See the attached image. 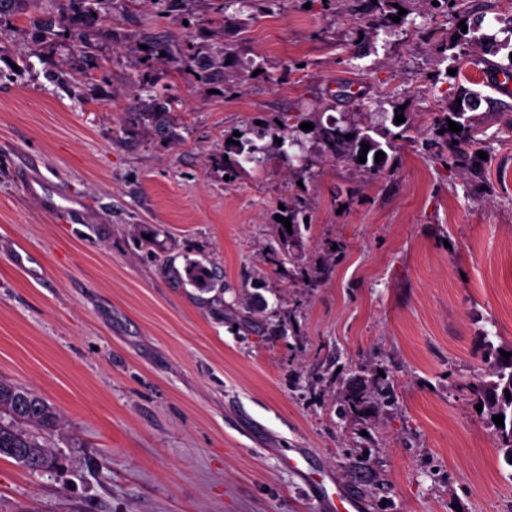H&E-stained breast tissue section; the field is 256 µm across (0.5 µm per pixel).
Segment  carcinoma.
<instances>
[{
  "instance_id": "carcinoma-1",
  "label": "carcinoma",
  "mask_w": 512,
  "mask_h": 512,
  "mask_svg": "<svg viewBox=\"0 0 512 512\" xmlns=\"http://www.w3.org/2000/svg\"><path fill=\"white\" fill-rule=\"evenodd\" d=\"M58 3L56 14L52 17L34 16L30 20L33 35L47 39L56 35V29L69 33L72 51L78 57L77 73L101 84L108 77L100 59L95 53L96 44L112 34L110 24L106 23L104 14L112 7V0H54ZM353 9L356 20L363 24L385 26L387 14L385 7L391 0H354ZM467 34L458 32L457 40L448 44L450 57L460 63L456 72L468 64ZM224 52L219 56H190L182 61L189 67L197 81L211 84L222 81L224 76ZM477 94L467 90L457 99H452L448 106L432 118L428 136L421 141V147L428 152L448 151V166L461 169L478 179L480 186L487 185L482 179L485 160L479 158L480 151L478 128L471 122L467 112L474 110ZM139 118L147 119L153 128L154 135L160 141L167 142L175 138V128L167 111L162 95L152 96L148 103V111L138 113ZM462 126L458 133L449 130L448 121ZM397 131L376 138V131L369 126L354 124L343 130L330 123L318 128V139L323 150L332 158L345 159L352 164L375 174L391 167L396 161V142L410 137L409 121L393 123ZM351 139H345L346 135ZM269 135L281 140L277 146L278 154L293 160L289 148L296 145V140L284 126L269 129ZM369 146L363 152L361 144ZM384 153V159L377 162V152ZM366 154V162H359L358 156ZM224 154L228 160L220 161L224 174L234 178L237 169L249 163L260 167L266 163V153L247 138H238V144L225 146ZM285 217L291 220V229L281 227L282 236L288 243L302 239L301 228L312 223V217L306 209L304 201L298 195L288 197L283 202ZM493 379L472 387V392L483 401L489 416L501 415L505 424L498 427L501 437V448L506 456H512V356L498 359L493 364ZM60 427V414L55 406L41 394L24 386L0 381V457L10 458L20 466L29 470H45L54 467L55 457L46 443V436L56 432Z\"/></svg>"
}]
</instances>
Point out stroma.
<instances>
[{"mask_svg":"<svg viewBox=\"0 0 512 512\" xmlns=\"http://www.w3.org/2000/svg\"><path fill=\"white\" fill-rule=\"evenodd\" d=\"M397 3L388 36L349 0H113L101 91L51 80L67 39L0 17V380L63 420L55 469L0 459V512H321L286 464L302 457L367 512H512V464L470 390L512 350V94L490 67L512 61V0L436 18ZM466 16L484 19L465 72L489 191L419 142L457 90L444 46ZM153 38L169 55L143 59ZM216 47L214 94L179 60ZM144 67L178 142L128 125ZM398 106L413 138L384 174L324 154L317 125L382 133ZM279 121L302 164L274 158ZM236 132L272 159L228 182L215 160ZM30 161L82 223L27 195ZM296 192L312 224L288 246L276 215Z\"/></svg>","mask_w":512,"mask_h":512,"instance_id":"obj_1","label":"stroma"}]
</instances>
